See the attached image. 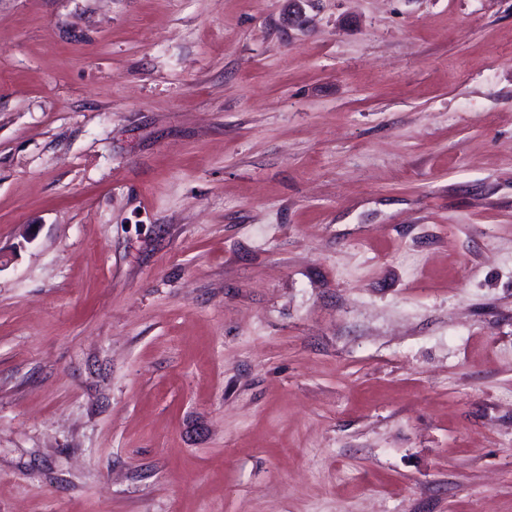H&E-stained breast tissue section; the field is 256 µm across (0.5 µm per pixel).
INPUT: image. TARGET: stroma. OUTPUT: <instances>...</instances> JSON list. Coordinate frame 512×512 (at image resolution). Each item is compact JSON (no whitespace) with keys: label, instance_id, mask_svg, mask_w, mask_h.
<instances>
[{"label":"stroma","instance_id":"35a3bbf8","mask_svg":"<svg viewBox=\"0 0 512 512\" xmlns=\"http://www.w3.org/2000/svg\"><path fill=\"white\" fill-rule=\"evenodd\" d=\"M0 0V512H512V0Z\"/></svg>","mask_w":512,"mask_h":512}]
</instances>
